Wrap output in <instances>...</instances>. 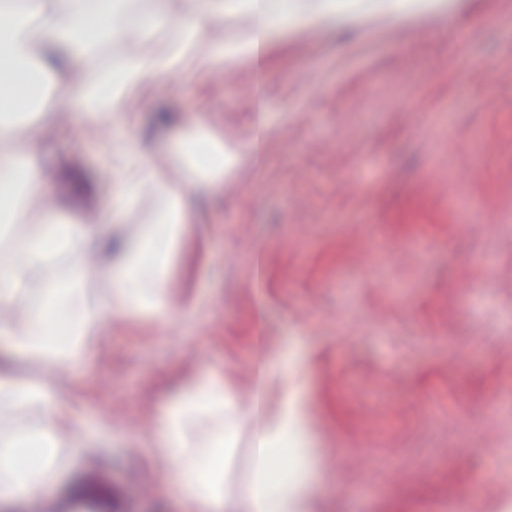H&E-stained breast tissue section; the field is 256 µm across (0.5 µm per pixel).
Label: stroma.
I'll list each match as a JSON object with an SVG mask.
<instances>
[{"mask_svg": "<svg viewBox=\"0 0 512 512\" xmlns=\"http://www.w3.org/2000/svg\"><path fill=\"white\" fill-rule=\"evenodd\" d=\"M254 85L239 59L147 88L132 134L163 173L188 170L162 111L235 151L172 247L163 313L83 280L121 311L81 363L52 366L56 406L108 430L59 448L43 512L64 492L107 512H194L156 445L200 382L236 407L209 422L236 429L223 490L241 512L252 434L237 410L259 345L265 404L301 429L298 512H464L473 498L495 512L512 497V0H316L271 24ZM259 121L254 156L241 146ZM58 125L39 159L110 197L115 127L90 139L69 112Z\"/></svg>", "mask_w": 512, "mask_h": 512, "instance_id": "stroma-1", "label": "stroma"}]
</instances>
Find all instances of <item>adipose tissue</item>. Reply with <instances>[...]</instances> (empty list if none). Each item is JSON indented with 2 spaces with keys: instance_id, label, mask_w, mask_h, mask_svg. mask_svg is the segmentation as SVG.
I'll list each match as a JSON object with an SVG mask.
<instances>
[{
  "instance_id": "ef3b65f1",
  "label": "adipose tissue",
  "mask_w": 512,
  "mask_h": 512,
  "mask_svg": "<svg viewBox=\"0 0 512 512\" xmlns=\"http://www.w3.org/2000/svg\"><path fill=\"white\" fill-rule=\"evenodd\" d=\"M124 0H0V10L14 12L17 23L0 34V93L11 95L22 76L34 77L39 89L54 99L46 111L37 98L25 97L21 110L0 109V142L12 140L17 131L44 136L58 112H72L78 127L92 133L103 121L119 118L122 126L132 119L127 108L143 101L149 81L163 72L197 60L198 76L221 67L238 52L253 55L257 41L226 46L212 30L224 16V0H182V17L171 15L167 0H156L155 8L141 17L139 27L158 35L159 43L143 52L113 29L112 14ZM98 25L100 36L119 42L123 53L112 67L86 79L84 59L94 43L85 30ZM193 172L189 187L175 189L170 179L155 170L145 153L129 139L118 138L108 149L104 162L118 175L113 200L102 207L99 224H82L58 214L44 215L35 231L0 252V302H16L10 324L0 323V335L10 337L18 349L29 354L61 355L80 361L85 346L102 334L112 303L87 296L75 283L49 285L40 291L38 307L17 303L20 288L39 280L47 264L58 256H75L88 246L99 252L113 250L112 241L100 224H118L124 212L135 205L145 186H152L159 200L153 225L137 241L123 243L114 262L103 272L130 306L140 305L146 289L162 290L158 276L168 259V243L178 225L186 223L191 192L206 193L224 182V139L204 126L182 127L173 145ZM35 155L0 154V225L25 221V200L41 196L52 186ZM56 389L48 378L19 382L0 371V405L10 408H48L49 425L33 437L0 446V502L39 495L46 477L55 467V450L69 432L70 421L51 406ZM224 396L207 384L199 385L169 415L163 441L164 455L184 460L178 476L186 499L196 512H223L224 436H212L206 447H187L185 435L201 413L220 409ZM278 429L272 415L262 414L257 446L252 451V495L245 512H288L287 480H273L274 467L269 445Z\"/></svg>"
}]
</instances>
